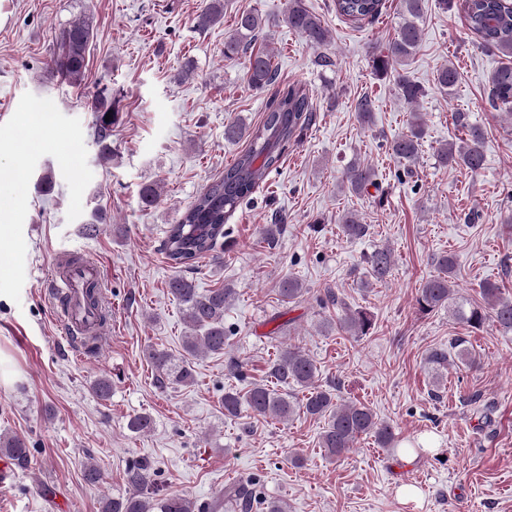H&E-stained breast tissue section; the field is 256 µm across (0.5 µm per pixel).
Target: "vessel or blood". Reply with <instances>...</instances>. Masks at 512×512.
<instances>
[{
  "label": "vessel or blood",
  "instance_id": "b4317fda",
  "mask_svg": "<svg viewBox=\"0 0 512 512\" xmlns=\"http://www.w3.org/2000/svg\"><path fill=\"white\" fill-rule=\"evenodd\" d=\"M101 273L98 265L86 261L71 266L66 271L51 270L47 280V291L50 295L65 297L67 305L59 317L69 335H77L84 330H91L93 336H101L103 328L97 325L96 310L87 307L84 299L86 282L100 280Z\"/></svg>",
  "mask_w": 512,
  "mask_h": 512
}]
</instances>
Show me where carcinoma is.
<instances>
[{"mask_svg": "<svg viewBox=\"0 0 512 512\" xmlns=\"http://www.w3.org/2000/svg\"><path fill=\"white\" fill-rule=\"evenodd\" d=\"M443 11L455 9L463 12L468 29L478 38L483 49L495 50L505 57L493 73L490 98L494 106L512 107V9L501 0H438ZM382 0H334L336 15L351 22L374 20L382 13ZM403 17L397 28V36L382 52L372 56V68L379 77L394 79L401 99L409 104L417 102L425 94L424 87L414 80L404 68L421 42L418 20L423 13V0H402ZM224 12L222 0H210L197 17V27L206 29L218 21ZM284 20L288 27L303 35L315 47L327 44L329 33L322 19L310 11L303 0H288ZM265 28L262 15L253 11L241 12L234 29L224 38V57L239 54L247 56L246 79L254 89L274 84L278 71L272 62L269 50L255 47L259 35ZM93 36L90 18L79 17L64 25L57 36L58 51L46 61V67L57 72L70 84L80 85L87 70V53ZM440 89L451 92L458 83V71L454 65L442 66L436 74ZM90 111L94 112L95 142L100 158L112 159V126L117 119L116 101L112 93L99 90L91 97ZM313 100L306 87L292 84L266 107L263 121L246 127L238 122L224 126V139L229 142L247 141V146L224 167V175L214 180L183 211L179 221L171 225L163 241V250L169 263L193 270L200 260L218 258L216 248L224 238L225 222L237 206L250 197L273 170L279 168L288 145L298 141L300 134L314 121ZM110 121H105L106 115ZM456 128L465 130L468 138L457 147L448 142L437 150V157L444 165L464 166L477 171L484 164V131L470 123L469 115L456 112L453 116ZM424 138V123L415 116L409 131L390 144L391 155L398 163L396 178L402 179L413 173ZM375 170L355 161L346 176L349 189L361 193L376 184ZM343 231L350 239L363 238L369 227L354 214L341 219ZM367 273L376 282L384 281L393 266L392 253L384 248L374 250L367 258ZM437 274L425 278L416 297L418 309L430 313L436 309L453 305L458 319L470 327L479 329L490 323L501 332H512V299L502 296L499 286L485 282L481 285V300L454 301L452 280L456 273V261L450 254L436 260ZM168 293L182 306L185 321L191 333L185 336L184 352L197 357L202 354H219L231 339L230 331L224 327V307L235 294V289L224 287L199 291L194 280L176 275L167 284ZM304 292L302 284L290 277L280 280L278 294L281 302L289 304ZM323 306H337L343 315L334 320H325L328 329L364 336L371 323L361 310L352 311L340 295L331 288L324 290L320 298ZM451 351L435 348L429 352L428 360L444 366L455 357L470 367L478 366L476 356L467 346V340L457 337L452 340ZM149 358L155 369V384L163 389L173 383L193 380L188 361L175 363L164 349H153ZM317 368L313 361L298 347L288 345L276 351L268 363V377L274 385L263 381L248 385L245 392L230 388L224 392V412L238 415L245 404L256 416L287 418L301 409L311 417L325 418L326 427L321 434V447L327 454L339 459L354 447L363 435H374L382 448H391L396 442L393 428L378 421L373 411L357 401L340 402L336 399V383L322 389L315 385ZM288 384L309 390L308 396L298 402L292 396L281 393L276 385ZM0 455L11 460L12 465L23 469L31 455L27 441L14 436L0 443ZM126 480L132 494L121 499H106L101 512H213L219 503L195 505L186 497L163 492L156 482L155 464L145 458L132 460L126 468ZM224 503L235 506L240 512H286L279 500H271L263 494L261 481L255 476L224 486Z\"/></svg>", "mask_w": 512, "mask_h": 512, "instance_id": "obj_1", "label": "carcinoma"}]
</instances>
